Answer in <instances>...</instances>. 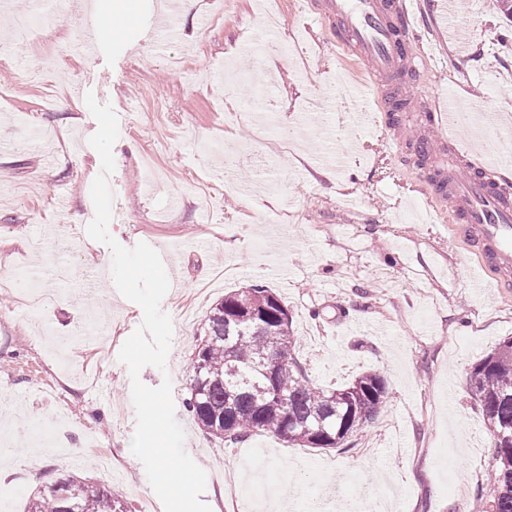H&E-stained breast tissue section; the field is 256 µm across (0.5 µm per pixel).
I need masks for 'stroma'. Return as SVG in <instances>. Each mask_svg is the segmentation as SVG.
Masks as SVG:
<instances>
[{
  "label": "stroma",
  "instance_id": "stroma-1",
  "mask_svg": "<svg viewBox=\"0 0 512 512\" xmlns=\"http://www.w3.org/2000/svg\"><path fill=\"white\" fill-rule=\"evenodd\" d=\"M280 40L305 58L263 57L237 48L261 19L259 0H232L223 19L198 27L197 0L181 37L137 40L158 8L176 0H98L112 38L88 58L71 47L78 22L49 23L42 40L20 46L23 64L0 61V494L26 512L39 484L77 475L111 487L130 512H164L130 441L136 417L127 367L117 354L139 327L141 307L115 288L109 248L86 233L90 188L101 167L89 143L97 122L86 93L112 89L119 118L111 235L124 247L196 238L182 256V280L161 308L172 319L166 371L185 446L205 470L211 512H271L284 498L300 512H485L492 437L468 388L472 365L512 337V288L476 296L466 286L476 260L426 204L432 190L412 152H389L378 133L358 146L341 136L345 166L321 176L324 128L300 112L331 89L335 123L352 112L345 81L357 61L322 46L315 15L280 0ZM475 30L470 57L435 56L409 79L410 110L424 93L453 88L482 100L483 112L512 115V21L488 0L463 12ZM242 71L232 100L242 118L225 126L213 100L219 64ZM270 183L242 196L224 187ZM179 195L178 208L169 199ZM271 288L292 317L296 357L308 378L336 387L380 372L388 395L379 415L346 448H291L272 433L238 443L209 437L187 407L192 360L206 312L225 293ZM84 318L72 321V310ZM109 387V403L97 401ZM69 415L78 442L95 437L117 471L93 453L74 464L67 445L36 447L31 430Z\"/></svg>",
  "mask_w": 512,
  "mask_h": 512
}]
</instances>
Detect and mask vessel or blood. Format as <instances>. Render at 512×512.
I'll return each mask as SVG.
<instances>
[{"instance_id":"obj_1","label":"vessel or blood","mask_w":512,"mask_h":512,"mask_svg":"<svg viewBox=\"0 0 512 512\" xmlns=\"http://www.w3.org/2000/svg\"><path fill=\"white\" fill-rule=\"evenodd\" d=\"M314 7L338 23L336 37L327 41L365 64L368 79L360 94L362 103L374 102L377 112L356 113L358 124L380 118L389 149L418 150L419 161L428 164V183L441 209L454 223L451 232L461 237L486 273L499 276L512 272V177L502 162L485 161L480 149L460 151L453 139L462 124L457 105L434 94L419 113L396 111L403 102L401 78L419 70L426 62L434 31L452 32L460 51L470 47V28L457 24V0H316ZM430 20L418 22L421 13ZM417 126L440 133L442 154L428 159L422 148L425 136L408 141L404 132Z\"/></svg>"}]
</instances>
